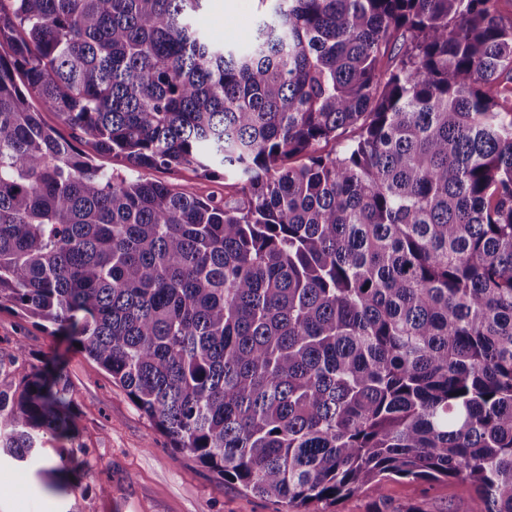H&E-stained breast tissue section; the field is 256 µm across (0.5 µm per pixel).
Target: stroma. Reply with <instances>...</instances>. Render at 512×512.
<instances>
[{
	"mask_svg": "<svg viewBox=\"0 0 512 512\" xmlns=\"http://www.w3.org/2000/svg\"><path fill=\"white\" fill-rule=\"evenodd\" d=\"M262 11L260 0H207L197 23L213 43L243 50ZM153 177L186 194L236 199L234 192L225 191L223 179H207L189 168L159 170ZM20 339L35 365H43L49 355L64 367L74 388L80 440L93 452L92 469L71 479L63 496L36 467L1 457L0 512H115L119 502L126 503V512H283L279 503L220 482L193 458L175 453L126 392L65 337L49 336L30 319L0 312V345L10 347ZM101 485L106 493H98ZM473 497L470 483L463 480L411 482L393 476L336 503L312 504L310 512H373L379 503L389 512L410 505L423 512H471Z\"/></svg>",
	"mask_w": 512,
	"mask_h": 512,
	"instance_id": "1",
	"label": "stroma"
}]
</instances>
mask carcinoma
Here are the masks:
<instances>
[{"label": "carcinoma", "mask_w": 512, "mask_h": 512, "mask_svg": "<svg viewBox=\"0 0 512 512\" xmlns=\"http://www.w3.org/2000/svg\"><path fill=\"white\" fill-rule=\"evenodd\" d=\"M203 2L0 0V311L285 512L388 475L512 512L507 0H261L245 51ZM189 167L241 200L146 175ZM52 441L64 494L90 456L72 385L20 340L0 453Z\"/></svg>", "instance_id": "obj_1"}]
</instances>
